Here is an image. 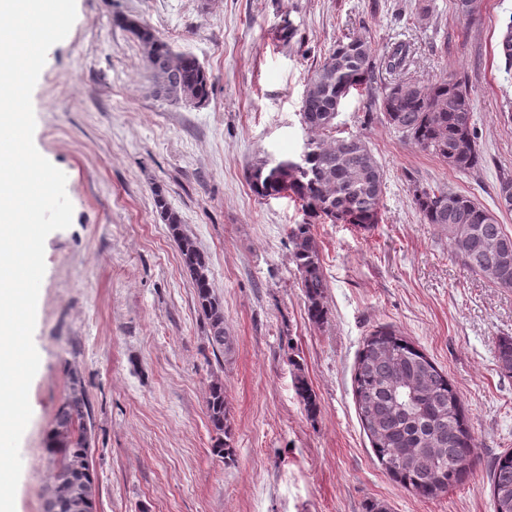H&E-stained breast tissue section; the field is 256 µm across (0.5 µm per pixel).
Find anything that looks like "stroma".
<instances>
[{
    "instance_id": "obj_1",
    "label": "stroma",
    "mask_w": 512,
    "mask_h": 512,
    "mask_svg": "<svg viewBox=\"0 0 512 512\" xmlns=\"http://www.w3.org/2000/svg\"><path fill=\"white\" fill-rule=\"evenodd\" d=\"M32 94L34 144L67 176L69 228L45 241L31 420L20 442L15 512H43L46 437L81 372L91 406L96 512H492L490 465L512 449V377L496 359L512 336V288L471 272L422 222L411 183H447L493 209L512 174V69L498 44L512 0L465 18L454 0H76ZM130 18L194 55L212 88L201 105L154 97ZM367 33L377 55L406 44L403 78L448 77L473 100L484 160L470 173L404 142L351 94L336 119L385 171L372 233L317 224L328 321L308 318L288 229L303 212L262 199L246 169L294 159L308 78L336 40ZM165 194L209 259L234 338L212 353L195 290L154 204ZM387 327L421 349L458 391L475 438L472 471L434 499L395 482L363 430L353 375L365 336ZM297 359L317 395L308 417ZM224 380L235 460L212 453L204 401Z\"/></svg>"
}]
</instances>
